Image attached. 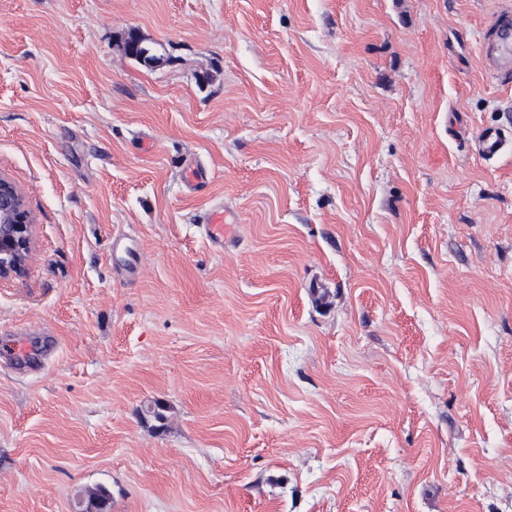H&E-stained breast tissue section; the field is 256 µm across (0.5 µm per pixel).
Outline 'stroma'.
I'll return each mask as SVG.
<instances>
[{
    "label": "stroma",
    "mask_w": 512,
    "mask_h": 512,
    "mask_svg": "<svg viewBox=\"0 0 512 512\" xmlns=\"http://www.w3.org/2000/svg\"><path fill=\"white\" fill-rule=\"evenodd\" d=\"M507 5L0 0V512H512ZM484 46L485 68L512 73V10L499 13L488 29ZM506 141L496 128H485L480 131L476 139V153L484 160H491L499 156L505 149ZM31 218L22 190L0 174V279L20 274L32 249ZM236 218L227 211H216L205 224L206 237L214 246H224L228 239L231 238Z\"/></svg>",
    "instance_id": "stroma-1"
}]
</instances>
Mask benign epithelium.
I'll return each mask as SVG.
<instances>
[{"mask_svg":"<svg viewBox=\"0 0 512 512\" xmlns=\"http://www.w3.org/2000/svg\"><path fill=\"white\" fill-rule=\"evenodd\" d=\"M32 243L25 196L15 182L0 174V279L23 271Z\"/></svg>","mask_w":512,"mask_h":512,"instance_id":"1","label":"benign epithelium"}]
</instances>
